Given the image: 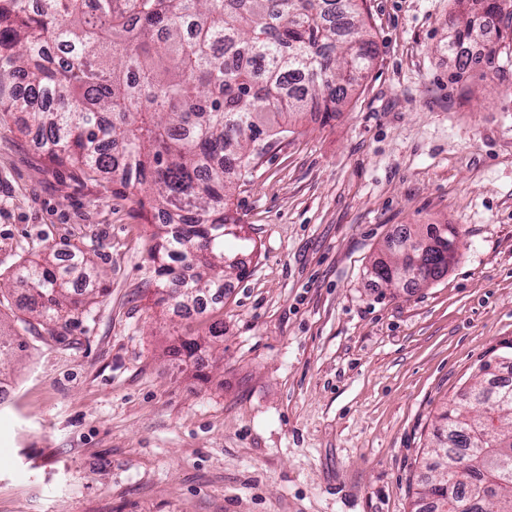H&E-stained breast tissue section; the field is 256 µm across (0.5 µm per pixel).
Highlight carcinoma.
Returning a JSON list of instances; mask_svg holds the SVG:
<instances>
[{
	"label": "carcinoma",
	"mask_w": 512,
	"mask_h": 512,
	"mask_svg": "<svg viewBox=\"0 0 512 512\" xmlns=\"http://www.w3.org/2000/svg\"><path fill=\"white\" fill-rule=\"evenodd\" d=\"M448 52L512 35V0H455ZM362 0H0V112L21 111L51 164L151 195L162 237L149 253L159 300L178 308L224 298V242L237 221L226 191L278 134L271 117L336 112L373 58ZM454 224L435 230L403 287L448 273ZM166 254L164 261L160 254ZM398 279L392 261L372 265ZM59 253L15 273L26 309L50 322L78 310ZM438 416L424 496L457 512H512V386Z\"/></svg>",
	"instance_id": "carcinoma-1"
}]
</instances>
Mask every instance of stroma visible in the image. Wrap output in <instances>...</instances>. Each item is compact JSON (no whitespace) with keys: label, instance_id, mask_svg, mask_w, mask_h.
I'll return each mask as SVG.
<instances>
[{"label":"stroma","instance_id":"obj_1","mask_svg":"<svg viewBox=\"0 0 512 512\" xmlns=\"http://www.w3.org/2000/svg\"><path fill=\"white\" fill-rule=\"evenodd\" d=\"M364 7L359 86L329 120L280 118L230 189L254 250L203 315L157 304L139 193L0 122V288L49 245L105 288L0 365V512H414L442 403L512 342V41L461 70L454 0ZM409 224L456 225L459 257L395 295L369 270ZM23 315L9 292L0 324Z\"/></svg>","mask_w":512,"mask_h":512}]
</instances>
